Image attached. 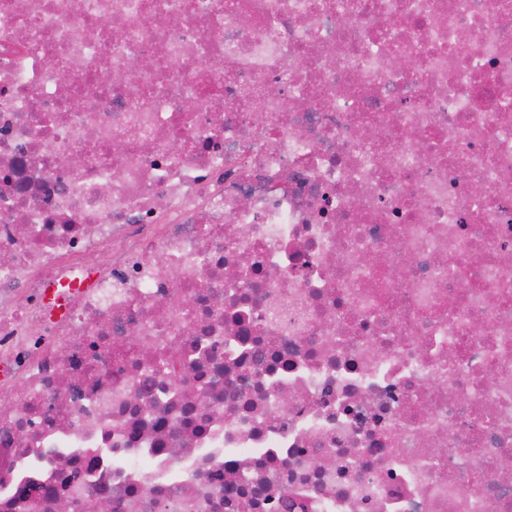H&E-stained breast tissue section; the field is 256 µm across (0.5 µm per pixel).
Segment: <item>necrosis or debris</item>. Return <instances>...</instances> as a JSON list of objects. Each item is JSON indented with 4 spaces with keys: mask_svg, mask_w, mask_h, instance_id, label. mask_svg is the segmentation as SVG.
<instances>
[{
    "mask_svg": "<svg viewBox=\"0 0 512 512\" xmlns=\"http://www.w3.org/2000/svg\"><path fill=\"white\" fill-rule=\"evenodd\" d=\"M0 400V512H512V0H0Z\"/></svg>",
    "mask_w": 512,
    "mask_h": 512,
    "instance_id": "obj_1",
    "label": "necrosis or debris"
}]
</instances>
